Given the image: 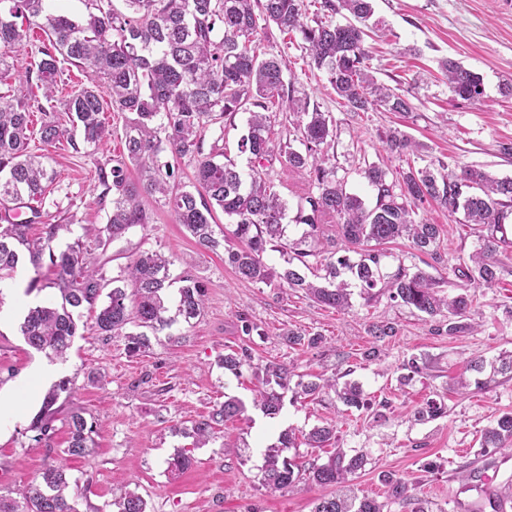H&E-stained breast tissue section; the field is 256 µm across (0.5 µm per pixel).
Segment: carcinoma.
<instances>
[{
    "instance_id": "carcinoma-1",
    "label": "carcinoma",
    "mask_w": 512,
    "mask_h": 512,
    "mask_svg": "<svg viewBox=\"0 0 512 512\" xmlns=\"http://www.w3.org/2000/svg\"><path fill=\"white\" fill-rule=\"evenodd\" d=\"M6 1L8 10L0 9V81L12 79L18 86L13 93L0 96L1 201L26 203L34 217H41L54 171L47 167L45 155L29 151V144L36 133L46 146L64 135L59 122L49 116L58 104L75 116L83 142L94 148L109 136L101 118L104 106L132 114L125 125L122 157L112 160L110 171H101L103 195H112L106 224L86 228L85 239L58 253L52 243L68 225L45 224L42 235L34 238L30 221L0 224V278L15 271L25 252L36 270L49 259L54 278L45 286L60 294L59 301L35 306L25 315L20 333L32 349L65 357L86 310L94 313L97 330L122 337L130 354L150 350L151 336L158 330L179 319L189 325L201 315L206 284L189 270L173 278L174 258L142 251L110 279L95 261V250L149 223L150 216L142 206L144 195L164 197L175 222L211 251L224 246V237L216 236L211 224L213 212L221 210L234 224L232 235L239 242L225 249L227 262L243 281L276 282L340 311L351 306V288L372 299L379 295L375 288L382 282L390 300L431 319H446L437 332L449 336L473 329L469 296L445 295L439 279L403 264L383 281V245L406 239L414 250L443 263L440 226L418 217L419 206L433 200L451 214L463 212L464 223L478 226V246L469 256L470 264L453 269L456 277L475 288H492L512 267V254L503 249L506 238L496 236L512 209V178L494 177L470 166L457 173L439 159L421 169L411 168L402 173L401 180L390 182L386 168L371 164L364 169V177L376 192V203L368 208L359 196L346 190L344 180L337 177L335 156L324 150L333 137L329 116L308 110L304 99L285 93V61L275 56L261 58L252 49L260 19L282 32L298 31L311 63L325 71L336 95L351 111L380 107L407 112L410 106L402 96L366 72L365 37L378 25L372 20L373 0H321V12L333 15L344 10L350 19L336 24L315 17L310 25L303 21V0H124L125 13L93 0L94 10L81 20L50 11L48 0H0V4ZM36 28L45 32L49 44L39 47L41 58L36 67L23 68L10 49L29 39ZM219 30L223 36L218 39ZM64 63L81 68L88 84L61 101L56 98V86ZM443 69L453 95L475 104L484 100L478 73L452 60L444 61ZM101 80L107 83V102L99 92ZM275 109L296 114L294 129L305 152L295 150L289 141L273 144ZM246 110L247 133L239 149L257 162L250 178L244 179L230 160L209 158L196 165L194 190L180 187L175 165L161 161L162 153L169 152L176 160L200 154L201 134L215 120V113L230 119ZM35 112L44 115L36 132L31 128ZM385 147L400 156L408 150L419 151L421 145L390 130ZM274 160L306 172L316 188L298 204L295 216V222L308 230L289 243L283 242L288 202L267 179L268 165ZM130 164L140 171L135 180L128 174ZM326 214L337 219V238L325 241L320 220ZM276 246L287 255L285 266L278 270L264 260L267 250ZM349 252L359 254V260L351 261ZM312 258L319 259V264L310 263ZM176 281L180 286L172 313L170 288ZM396 333L391 322L381 321L370 328L377 342ZM248 364L250 357L235 351L220 357V365L237 377ZM470 369L478 374L488 369L491 379L512 373V354L490 362L476 361ZM255 376L259 386L253 404L268 415L280 411L284 392L290 388L299 398L316 399L332 391L347 407L362 403L359 383L346 382L340 387L334 376L300 380L292 388V370L279 362L256 367ZM68 385L69 380H63L45 394L41 410L29 426L34 441H47L56 432V404ZM245 413V404L229 397L208 416L192 422L185 433L194 439V447L200 448L212 440L216 426L242 419ZM66 425L69 441L63 456L20 490V499L1 495L0 512H79L78 484L71 480L68 461L89 452L94 426L79 410L69 413ZM335 432L330 424L316 426L303 435L304 444L323 448L335 438ZM296 440L295 433L286 431L279 445L265 453L261 471L265 489L280 491L306 481L335 488L315 500L313 512H386L391 503L413 501L408 483L399 478L386 479L384 502L358 493L352 480L368 464L367 454L348 457L338 448L327 462L307 468L285 456L297 447ZM480 447H512V412L503 413L482 430ZM113 504L118 512H148L147 502L131 491Z\"/></svg>"
}]
</instances>
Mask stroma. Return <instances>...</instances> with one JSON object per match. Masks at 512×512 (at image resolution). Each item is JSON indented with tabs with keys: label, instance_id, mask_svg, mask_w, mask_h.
Returning a JSON list of instances; mask_svg holds the SVG:
<instances>
[{
	"label": "stroma",
	"instance_id": "1",
	"mask_svg": "<svg viewBox=\"0 0 512 512\" xmlns=\"http://www.w3.org/2000/svg\"><path fill=\"white\" fill-rule=\"evenodd\" d=\"M373 6L382 28L365 40L367 65L377 82L409 100L411 109L405 113L351 111L326 73L311 65L298 33L286 35L271 26L260 30L256 41L260 56L287 60L295 96L329 114L334 128L330 150L347 191L374 205L376 194L363 176L372 163L384 164L392 181L408 168L421 169L437 159L455 170L474 166L512 177V155L500 151L501 144L512 143V97L499 92L502 81L512 78V0H373ZM446 58L480 74L483 103L452 95L440 70ZM248 117L241 111L210 123L202 136L203 156L222 154L239 170L249 171V154L238 150ZM103 118L110 135L102 150L80 143L65 112L57 115L65 134L55 145L31 142L32 151L45 153L55 175L45 214L32 232L42 233L47 223L63 225L55 250L82 237L85 225L107 222L111 201L101 195L99 174L106 160L123 152L126 116L107 110ZM391 128L420 143V151L387 154L382 138ZM142 203L149 223L99 252L100 264L114 276L132 252L157 250L173 256L172 274L189 268L204 278V310L194 324L177 322L158 332L151 350L135 356L126 352L122 338L99 334L92 316L84 315L85 326L66 360L54 362L25 344L19 331L24 311L18 306L24 293L37 305L55 300V290L47 286L51 271L34 270L24 259L12 276L0 279V394L17 403L16 414L0 420V495L14 496L68 446L65 424H58L47 443L33 441L28 430L50 388L49 383H35L30 372L49 362L57 367L56 379H69L75 389L63 407L82 408L96 424L94 447L69 462L81 488L79 512H98L127 490L142 495L149 512H312L324 488L300 483L269 491L260 483V469L267 448L277 444L282 431L306 432L327 423L336 428L330 446L296 448L299 462L324 463L335 448L350 455L365 451L369 463L355 475L354 485L380 501L391 476L407 481L428 512H475L471 482L458 474L464 464L474 471L497 466L496 486L512 484V450L479 445L481 430L512 411V374L462 394L451 387L459 375L475 379L470 361L512 353V274H504L494 287L468 290L452 272L467 264L477 247L476 233L461 215L432 201L419 209L420 217L442 229L443 263L434 265L429 256L412 253L403 239L387 245L382 261L384 274L413 265L443 278L445 293H470L475 330L448 336L435 334L421 313L384 294L370 302L352 295L350 308L339 311L301 293L239 281L224 253L199 247L174 222L163 200L146 197ZM36 278L45 282V289L31 288ZM243 316L260 325L262 335L243 334ZM384 320L395 322L398 332L385 340L380 360L367 361L364 353L373 344L368 329ZM289 328L321 335L323 341L317 347L288 346L282 334ZM232 350L253 361L239 378L219 363L220 355ZM412 357L423 365L422 373L404 369V360ZM267 361L286 364L297 375L349 374L361 384L364 402L349 409L332 393L314 401L288 394L280 413L267 416L251 406L257 385L253 367ZM228 396L247 403L245 418L226 422L206 447H193L183 433L185 425ZM429 401L442 405L443 416L413 420V412ZM180 448L190 450L194 465L175 474L168 461Z\"/></svg>",
	"mask_w": 512,
	"mask_h": 512
}]
</instances>
